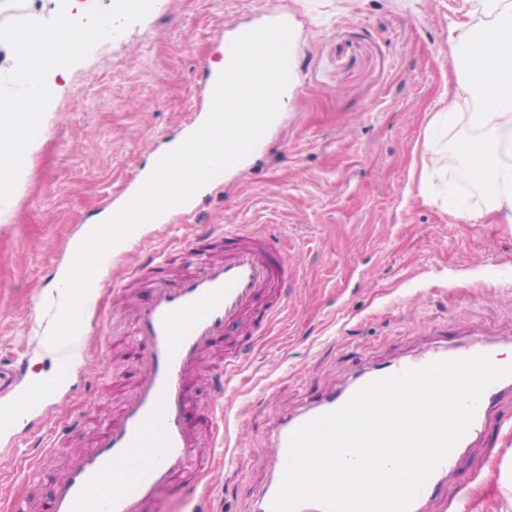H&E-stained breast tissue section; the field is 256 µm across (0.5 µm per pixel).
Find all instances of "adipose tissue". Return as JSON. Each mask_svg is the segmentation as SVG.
<instances>
[{
	"instance_id": "ef3b65f1",
	"label": "adipose tissue",
	"mask_w": 512,
	"mask_h": 512,
	"mask_svg": "<svg viewBox=\"0 0 512 512\" xmlns=\"http://www.w3.org/2000/svg\"><path fill=\"white\" fill-rule=\"evenodd\" d=\"M448 43L460 73L448 109L436 113L431 123L449 125L458 111H466L474 131L476 152L461 151L454 140L424 142L432 164L424 166L422 182L444 179L447 170L439 159L460 156L465 168L476 174L484 202L451 198L455 217L480 218L512 223V0H481L480 7L467 8L463 17L448 27Z\"/></svg>"
}]
</instances>
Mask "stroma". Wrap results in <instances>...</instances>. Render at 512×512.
I'll return each instance as SVG.
<instances>
[{"mask_svg":"<svg viewBox=\"0 0 512 512\" xmlns=\"http://www.w3.org/2000/svg\"><path fill=\"white\" fill-rule=\"evenodd\" d=\"M462 0H157L142 21L99 43L73 67L45 116L5 215L0 216V362L28 355L31 372L54 358L50 274L81 225L112 208L117 190L145 170L200 111L205 72L224 55L226 22L256 21L285 7L298 19L291 100L259 154L198 199L188 223L145 227L123 261L142 265L175 239L231 224L287 243L297 269L284 315L255 340L224 385L228 454L220 480L177 501L160 491L152 512H256L270 482L276 425L359 373L474 331L512 339V224L455 218L411 171L434 112L448 104L457 68L448 26ZM122 300L101 287L93 310L112 315L116 336L84 353L75 390L53 400L52 419L104 418L122 403L126 369ZM110 395L98 398L102 382ZM512 392L505 393L457 459L427 512H450L477 484L475 512H506L495 467L512 454ZM50 427L0 437V494L19 493L37 512L70 459L91 447L90 428L68 437L65 457L40 456L27 481L14 461Z\"/></svg>","mask_w":512,"mask_h":512,"instance_id":"35a3bbf8","label":"stroma"}]
</instances>
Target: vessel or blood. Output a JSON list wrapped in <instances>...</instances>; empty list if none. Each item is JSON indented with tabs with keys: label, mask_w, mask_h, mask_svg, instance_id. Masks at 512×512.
I'll return each instance as SVG.
<instances>
[{
	"label": "vessel or blood",
	"mask_w": 512,
	"mask_h": 512,
	"mask_svg": "<svg viewBox=\"0 0 512 512\" xmlns=\"http://www.w3.org/2000/svg\"><path fill=\"white\" fill-rule=\"evenodd\" d=\"M224 256L212 258L215 248ZM187 260L190 270L169 281L171 261ZM152 274V294L134 301L128 312L129 376L135 385L119 413L97 426L91 448L77 458L53 493L40 502V512H148L158 489L175 491L212 476L216 468L214 442L224 420V376L239 367V355L226 353L224 371L212 381L215 395L202 409L193 401L195 371L202 355L242 336L257 339L284 310V291L296 276L285 249L266 235L232 225L212 224L187 242H175L146 263ZM112 333V318L104 311L82 322V342L105 339ZM494 344L472 335L467 346L429 348L362 374L356 386L410 368L438 361L495 357ZM30 384L24 361L0 368V399H15ZM356 386L314 400L304 413L280 425L270 448L278 477L258 504L272 512L289 459V439L307 421L344 405ZM512 376L494 381L482 394L469 435L478 434L489 412L499 402ZM459 452L451 450L410 501L407 512H420L429 501ZM111 483H104V475Z\"/></svg>",
	"instance_id": "vessel-or-blood-1"
}]
</instances>
